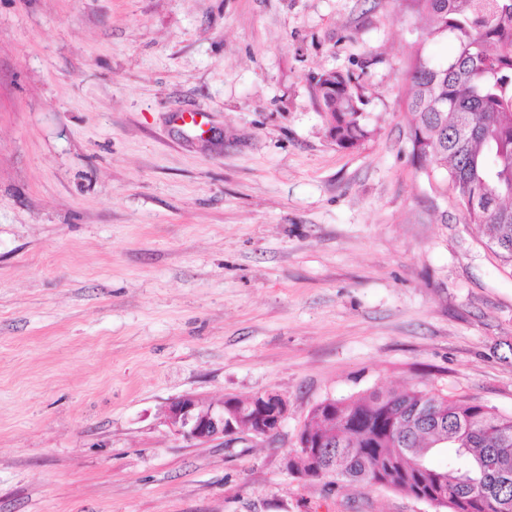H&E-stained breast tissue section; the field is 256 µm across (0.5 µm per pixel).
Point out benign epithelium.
<instances>
[{"label":"benign epithelium","mask_w":512,"mask_h":512,"mask_svg":"<svg viewBox=\"0 0 512 512\" xmlns=\"http://www.w3.org/2000/svg\"><path fill=\"white\" fill-rule=\"evenodd\" d=\"M287 412V401L274 391L255 395L247 406L229 397L217 408L204 407L194 397L182 396L169 403L165 423L187 441L229 443L244 433L267 440L280 432Z\"/></svg>","instance_id":"obj_1"}]
</instances>
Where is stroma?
<instances>
[{
    "label": "stroma",
    "instance_id": "obj_1",
    "mask_svg": "<svg viewBox=\"0 0 512 512\" xmlns=\"http://www.w3.org/2000/svg\"><path fill=\"white\" fill-rule=\"evenodd\" d=\"M426 27L406 0H0V512H436L287 466L328 399L512 417V266L410 156ZM266 391L270 442L163 422ZM316 85L326 113L331 139L342 149H355L370 137L353 87V75L339 71L320 74Z\"/></svg>",
    "mask_w": 512,
    "mask_h": 512
}]
</instances>
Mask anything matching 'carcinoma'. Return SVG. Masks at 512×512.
<instances>
[{
	"label": "carcinoma",
	"mask_w": 512,
	"mask_h": 512,
	"mask_svg": "<svg viewBox=\"0 0 512 512\" xmlns=\"http://www.w3.org/2000/svg\"><path fill=\"white\" fill-rule=\"evenodd\" d=\"M430 20L426 38H451L441 60L416 52L409 70L411 155L439 175L512 264V0H411ZM316 85L331 139L355 149L370 137L353 75L320 74ZM319 457L336 444L327 484L379 485L437 502L438 512H512V478L490 494L480 469L512 470V417L430 390L373 391L325 401L303 430Z\"/></svg>",
	"instance_id": "1"
}]
</instances>
